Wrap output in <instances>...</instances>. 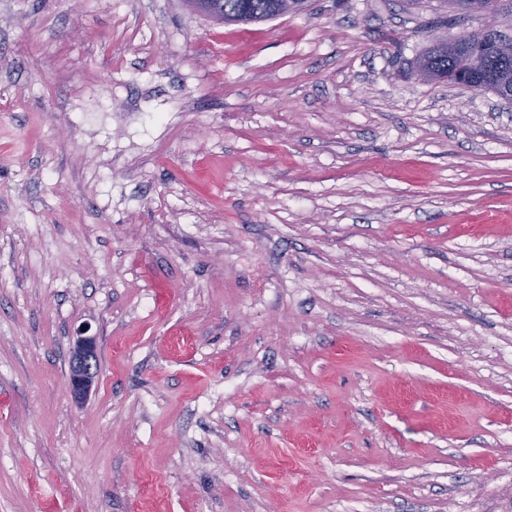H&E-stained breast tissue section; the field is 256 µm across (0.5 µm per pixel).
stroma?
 Masks as SVG:
<instances>
[{
  "label": "stroma",
  "mask_w": 512,
  "mask_h": 512,
  "mask_svg": "<svg viewBox=\"0 0 512 512\" xmlns=\"http://www.w3.org/2000/svg\"><path fill=\"white\" fill-rule=\"evenodd\" d=\"M435 5L0 0V512H512V102L414 79ZM91 327L76 329L75 343L67 376V386L71 398L82 403L90 393L97 378V355L95 336H86Z\"/></svg>",
  "instance_id": "35a3bbf8"
}]
</instances>
